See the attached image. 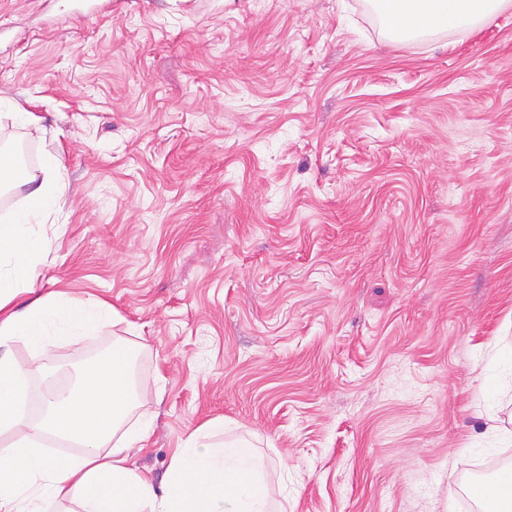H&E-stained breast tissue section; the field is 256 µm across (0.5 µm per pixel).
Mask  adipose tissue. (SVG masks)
Segmentation results:
<instances>
[{
  "label": "adipose tissue",
  "instance_id": "obj_1",
  "mask_svg": "<svg viewBox=\"0 0 512 512\" xmlns=\"http://www.w3.org/2000/svg\"><path fill=\"white\" fill-rule=\"evenodd\" d=\"M390 39L408 41L442 31H471L512 0H369ZM57 157L25 171L30 207L0 225V346L21 343L32 359L0 357V434H12L0 453V512H45L64 500L77 512H272L261 464L241 440L216 448L192 433L177 448L161 489L129 464V450L144 446L147 425H126L134 389L124 354L89 365L68 395L48 402L44 416L23 413L31 380L44 377L41 355L48 346L79 344L112 324L111 303L74 300L58 292L35 293L42 246L30 226L48 213L60 193ZM78 437L83 450L62 460L44 453L42 436Z\"/></svg>",
  "mask_w": 512,
  "mask_h": 512
}]
</instances>
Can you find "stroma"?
Returning <instances> with one entry per match:
<instances>
[{
	"mask_svg": "<svg viewBox=\"0 0 512 512\" xmlns=\"http://www.w3.org/2000/svg\"><path fill=\"white\" fill-rule=\"evenodd\" d=\"M87 2L0 0V142L61 162L40 291L121 316L42 389L125 351L157 484L206 429L288 512H481L512 457V8L395 43L367 0Z\"/></svg>",
	"mask_w": 512,
	"mask_h": 512,
	"instance_id": "35a3bbf8",
	"label": "stroma"
}]
</instances>
